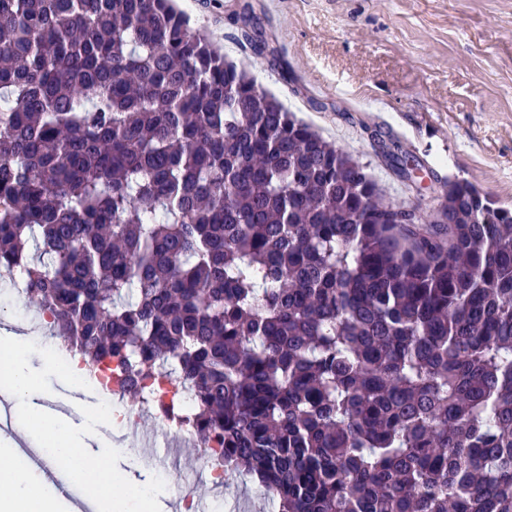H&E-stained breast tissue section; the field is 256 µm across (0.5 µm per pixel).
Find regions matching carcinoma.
Returning a JSON list of instances; mask_svg holds the SVG:
<instances>
[{
  "label": "carcinoma",
  "mask_w": 512,
  "mask_h": 512,
  "mask_svg": "<svg viewBox=\"0 0 512 512\" xmlns=\"http://www.w3.org/2000/svg\"><path fill=\"white\" fill-rule=\"evenodd\" d=\"M444 210L391 223L171 0H0V276L277 512H512V209Z\"/></svg>",
  "instance_id": "obj_1"
}]
</instances>
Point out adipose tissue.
<instances>
[{"mask_svg":"<svg viewBox=\"0 0 512 512\" xmlns=\"http://www.w3.org/2000/svg\"><path fill=\"white\" fill-rule=\"evenodd\" d=\"M12 440H0V512H68L69 505L39 473L21 468Z\"/></svg>","mask_w":512,"mask_h":512,"instance_id":"adipose-tissue-1","label":"adipose tissue"}]
</instances>
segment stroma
<instances>
[{
    "mask_svg": "<svg viewBox=\"0 0 512 512\" xmlns=\"http://www.w3.org/2000/svg\"><path fill=\"white\" fill-rule=\"evenodd\" d=\"M245 0H175L225 57L328 141L367 164L394 206L428 212L464 179L512 208V0H252L275 49L259 58L236 40ZM383 142L421 168L410 185L375 150ZM52 414L79 427L97 388L51 379ZM195 499L270 505L259 488L213 484L199 449L173 457Z\"/></svg>",
    "mask_w": 512,
    "mask_h": 512,
    "instance_id": "1",
    "label": "stroma"
}]
</instances>
